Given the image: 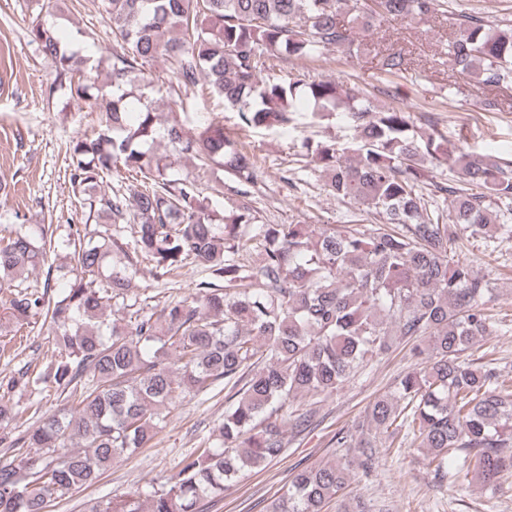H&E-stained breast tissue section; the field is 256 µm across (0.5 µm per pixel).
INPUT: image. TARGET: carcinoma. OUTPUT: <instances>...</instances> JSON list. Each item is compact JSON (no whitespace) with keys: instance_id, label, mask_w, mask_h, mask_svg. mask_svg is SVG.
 I'll return each mask as SVG.
<instances>
[{"instance_id":"carcinoma-1","label":"carcinoma","mask_w":512,"mask_h":512,"mask_svg":"<svg viewBox=\"0 0 512 512\" xmlns=\"http://www.w3.org/2000/svg\"><path fill=\"white\" fill-rule=\"evenodd\" d=\"M103 0L117 43L107 60L90 63L78 45L38 12L28 35L50 60V93L64 106L101 114L99 128L69 144L73 190L86 193L114 169L132 178L89 197L99 228L68 253L72 277L62 294L27 282L29 270L55 251L14 230L0 235V334L38 317L51 347L38 368H22L0 387L29 394L25 406L0 401V424L38 413L54 389L79 391L76 415L52 413L31 429L0 432V446L20 452L0 460V512H46L54 495L91 485L125 454L147 445L182 395L224 386V418L208 446L148 495L95 501L85 512H200L202 500L224 493L249 467L282 456L284 429H311L320 399L387 353V337L414 341L419 367L394 392L374 399L365 419L336 431L330 463L296 472L269 512H324L348 485L354 465L368 470L383 441L427 450L438 477L473 475L495 487L512 473V389L495 368L466 358L474 342L499 324L484 299L491 282L462 257L448 256L459 233L485 242L512 240V160L477 154L465 144L442 147L435 132L411 133L410 113L376 111L354 84L275 74L277 63L337 48L350 54L356 31L379 20H416L447 12V0ZM448 45L451 70L483 86L512 84V24L466 15ZM163 60L168 94L181 104L200 82L224 100L241 129L290 130L300 86L328 120L347 112L359 137L348 150L336 138L301 139L302 156L327 176L336 199L375 213L377 224H265L252 204L258 181L253 153L234 144L224 123L202 117L186 133L177 117L155 111L147 90ZM107 63L108 86H97ZM380 70H408L401 50L380 53ZM161 140L168 154L146 146ZM192 158L205 171L224 166L235 177L231 211L203 195L196 177L168 173ZM446 166L457 185L434 180ZM127 224L130 236L113 233ZM146 261L158 281L185 267L200 270L188 296L157 308L150 296L127 300L129 274L112 270Z\"/></svg>"}]
</instances>
